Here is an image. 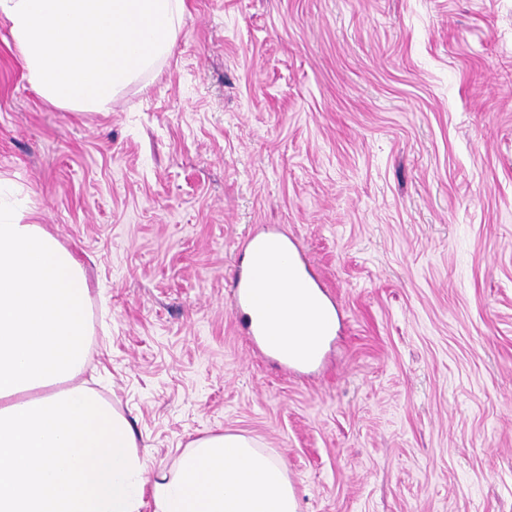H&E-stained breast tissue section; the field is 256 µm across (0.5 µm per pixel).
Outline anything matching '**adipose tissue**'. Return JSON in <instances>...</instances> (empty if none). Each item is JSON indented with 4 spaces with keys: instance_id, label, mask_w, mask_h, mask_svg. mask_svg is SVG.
Masks as SVG:
<instances>
[{
    "instance_id": "1",
    "label": "adipose tissue",
    "mask_w": 512,
    "mask_h": 512,
    "mask_svg": "<svg viewBox=\"0 0 512 512\" xmlns=\"http://www.w3.org/2000/svg\"><path fill=\"white\" fill-rule=\"evenodd\" d=\"M28 210L0 202V512H140L144 464L130 422L80 382L89 284ZM274 325L307 346L312 298L277 285ZM155 512H299L283 466L245 436L196 440L153 485Z\"/></svg>"
}]
</instances>
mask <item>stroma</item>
Wrapping results in <instances>:
<instances>
[{"instance_id": "35a3bbf8", "label": "stroma", "mask_w": 512, "mask_h": 512, "mask_svg": "<svg viewBox=\"0 0 512 512\" xmlns=\"http://www.w3.org/2000/svg\"><path fill=\"white\" fill-rule=\"evenodd\" d=\"M110 111L0 20V190L81 263L89 385L144 475L252 438L300 512H512V0H186ZM274 227L336 318L290 374L229 285Z\"/></svg>"}]
</instances>
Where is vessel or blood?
Masks as SVG:
<instances>
[{"mask_svg":"<svg viewBox=\"0 0 512 512\" xmlns=\"http://www.w3.org/2000/svg\"><path fill=\"white\" fill-rule=\"evenodd\" d=\"M247 253V267L238 268L233 280V306L236 310H247L250 334L254 345L272 352L281 361L282 366L303 367L314 361L315 355L321 354L327 340L326 330H318L312 340L313 352L300 355L288 349L287 345L274 341L271 337L269 311L264 302V293L248 275L249 268L263 266L280 258H287L292 267L305 266L307 258L297 246L291 245L289 238L277 230H264L251 233L244 242Z\"/></svg>","mask_w":512,"mask_h":512,"instance_id":"b4317fda","label":"vessel or blood"}]
</instances>
